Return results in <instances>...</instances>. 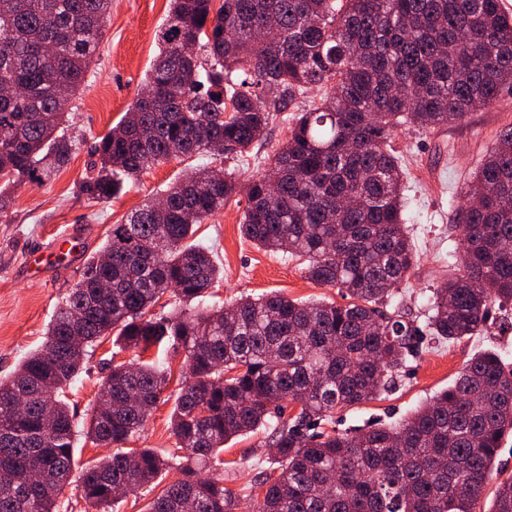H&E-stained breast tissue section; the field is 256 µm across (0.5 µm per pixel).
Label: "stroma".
<instances>
[{
  "mask_svg": "<svg viewBox=\"0 0 512 512\" xmlns=\"http://www.w3.org/2000/svg\"><path fill=\"white\" fill-rule=\"evenodd\" d=\"M169 0H112L110 21L99 55L70 103L63 127L71 146L67 162L49 176L16 184L0 208V376H8L30 352L40 348L62 298L78 281L86 257L106 241L113 225L147 201L162 197L185 168L209 165L210 157L172 158L143 173L135 184L109 201L88 199L81 186L96 160V147L116 125L143 87L158 50V35L169 13ZM512 128V94L503 93L493 107L469 113L436 130L402 128L393 145L406 173L405 223L419 255L408 280L395 290L390 305L411 320H423L434 288L448 277V266L460 258L459 193L499 134ZM287 136L283 117H276L262 144L252 148L235 170L239 180L265 172L273 153ZM244 195L232 197L224 209L200 224L196 237L214 246L224 265V279L205 307L242 296L273 291L292 300L339 305L348 299L341 289L317 286L305 276L301 259L272 254L240 233ZM82 242L79 259L30 275L24 268L29 252L55 251L62 236ZM498 351L512 363V307L493 309L486 329L452 344H423L409 359L397 386L377 399L337 411V432L356 433L388 424L409 414L437 392L448 388L475 353ZM131 350L104 342L88 357L68 392L76 421H84L97 403L109 363L134 359ZM267 432L242 436L224 446V484L239 498L238 512H251L249 484L268 467Z\"/></svg>",
  "mask_w": 512,
  "mask_h": 512,
  "instance_id": "1",
  "label": "stroma"
}]
</instances>
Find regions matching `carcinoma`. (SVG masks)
Listing matches in <instances>:
<instances>
[{
  "instance_id": "carcinoma-1",
  "label": "carcinoma",
  "mask_w": 512,
  "mask_h": 512,
  "mask_svg": "<svg viewBox=\"0 0 512 512\" xmlns=\"http://www.w3.org/2000/svg\"><path fill=\"white\" fill-rule=\"evenodd\" d=\"M170 0L145 92L99 141L93 200L171 157L239 160L275 115L316 88L289 117L274 155L275 188L257 174L190 168L112 225L58 305L42 348L0 379V512H56L71 484L76 425L66 390L110 339L145 353L184 354L188 374L171 410L175 449L126 448L165 404V363L109 369L84 427L115 451L81 469L83 497L108 512L114 492L174 467L150 512H235L236 494L201 469H220L224 444L271 430L270 467L250 483L253 512H479L503 440L512 436V368L474 355L453 384L403 420L355 434L319 429L336 409L376 399L426 339L481 332L491 307L512 305V127L464 180L462 271L433 291L421 323L382 305L418 262L405 227L404 172L392 138L485 109L512 86V14L500 0ZM112 0H0V183L33 177L53 157L69 99L105 34ZM57 46L54 55L45 44ZM203 49V56L197 49ZM66 99H59L60 90ZM245 192L242 235L305 259L307 278L352 302L280 293L196 310L224 280L196 225ZM107 279L112 288L101 291ZM171 293L174 308L151 309ZM284 402L299 412L270 425ZM492 512H512V477Z\"/></svg>"
}]
</instances>
